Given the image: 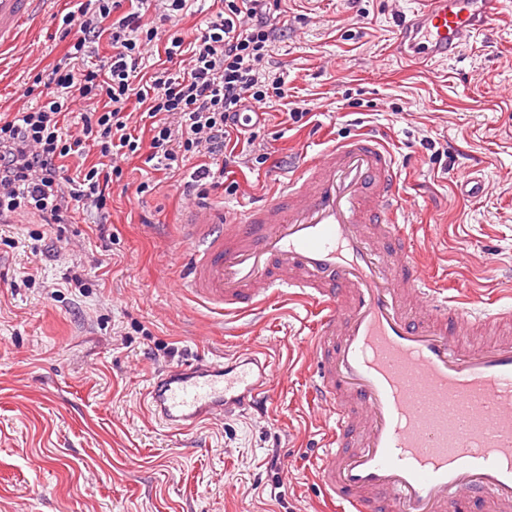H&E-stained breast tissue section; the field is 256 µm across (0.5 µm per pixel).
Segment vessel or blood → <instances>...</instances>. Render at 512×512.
<instances>
[{"instance_id": "vessel-or-blood-1", "label": "vessel or blood", "mask_w": 512, "mask_h": 512, "mask_svg": "<svg viewBox=\"0 0 512 512\" xmlns=\"http://www.w3.org/2000/svg\"><path fill=\"white\" fill-rule=\"evenodd\" d=\"M49 0H0V52L14 48ZM503 0H418L400 28L404 59L445 62L488 36ZM392 151L359 133L303 161L240 207L184 216L179 291L224 323L301 302L318 319L305 345L315 461L339 512H512V305L448 295L407 227ZM489 335L464 348L468 336ZM279 369L245 344L158 374L148 412L192 431L235 412L263 419Z\"/></svg>"}]
</instances>
